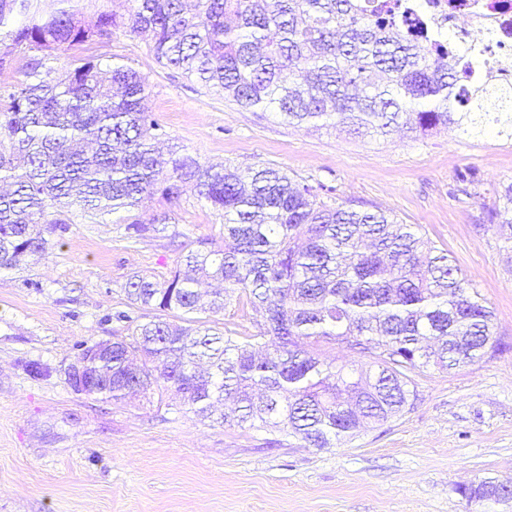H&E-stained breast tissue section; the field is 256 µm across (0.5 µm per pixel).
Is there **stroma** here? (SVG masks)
Here are the masks:
<instances>
[{
    "label": "stroma",
    "instance_id": "1",
    "mask_svg": "<svg viewBox=\"0 0 512 512\" xmlns=\"http://www.w3.org/2000/svg\"><path fill=\"white\" fill-rule=\"evenodd\" d=\"M56 55L61 69L89 56L145 76L146 106L178 155L274 167L321 201L417 225L492 309L499 348L462 368L425 370L401 413L331 448L78 394L65 370L79 344L127 335L118 313L153 315L130 304L126 280H163L193 241L223 245L224 216L189 186L132 213L75 207L42 257L0 270V512H512V500L475 506L461 493L512 483V226L480 221L495 189L512 183V138L494 127L376 139L297 127L186 79L124 30ZM468 168L481 188L458 182ZM162 215V234L131 228ZM259 318L244 299L202 316L241 336Z\"/></svg>",
    "mask_w": 512,
    "mask_h": 512
}]
</instances>
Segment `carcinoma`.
Segmentation results:
<instances>
[{
	"label": "carcinoma",
	"mask_w": 512,
	"mask_h": 512,
	"mask_svg": "<svg viewBox=\"0 0 512 512\" xmlns=\"http://www.w3.org/2000/svg\"><path fill=\"white\" fill-rule=\"evenodd\" d=\"M31 0H0V70L23 55L24 79L0 85V268L45 252V233L74 205L131 211L147 196H198L224 213V247L199 242L181 268L155 282L134 274L130 302L159 315L117 337L97 363L112 385L92 392L120 402L172 394L176 410L224 425L282 427L330 448L409 403L413 375L428 366L473 364L498 348L494 314L448 254L414 224L381 211L315 202L313 187L270 167L246 177L202 165L159 143L144 105L148 84L125 65L91 59L59 73L54 50L104 40L119 29L142 37L159 61L224 92L243 109L273 110L288 123L386 136L446 128L483 130L495 114L512 131V87L469 91L448 61V36L402 15V0H119L92 27L76 13L45 15ZM19 10L18 28L8 17ZM486 224H512V183ZM201 278L224 287L205 300ZM262 320L253 336L210 332L166 319L219 312L239 295ZM345 343L372 358L354 379L312 348ZM469 502L512 495L482 481Z\"/></svg>",
	"instance_id": "obj_1"
}]
</instances>
